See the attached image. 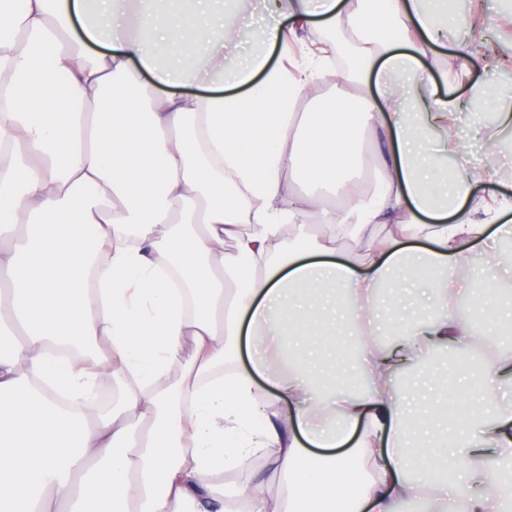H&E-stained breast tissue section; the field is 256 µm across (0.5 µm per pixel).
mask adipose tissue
<instances>
[{
    "mask_svg": "<svg viewBox=\"0 0 512 512\" xmlns=\"http://www.w3.org/2000/svg\"><path fill=\"white\" fill-rule=\"evenodd\" d=\"M317 15L355 49L329 92L323 52L287 68L267 53ZM459 20L456 0H262L255 50L214 0H0V512H235L265 486L233 497L215 477L258 451L275 512H492L512 490V350L443 389L405 377L424 353L512 335L495 288L512 260L465 245L512 240L499 202L466 206L499 176L449 136L454 104L422 62ZM202 45L213 90L157 94L186 80L160 58ZM295 181L346 202L308 210ZM373 224L398 231L339 252ZM99 337L87 367L48 350ZM115 362L123 406L93 424L27 389L78 392Z\"/></svg>",
    "mask_w": 512,
    "mask_h": 512,
    "instance_id": "1",
    "label": "adipose tissue"
}]
</instances>
